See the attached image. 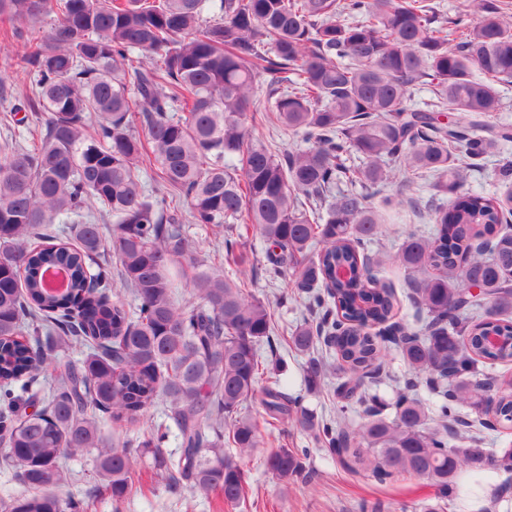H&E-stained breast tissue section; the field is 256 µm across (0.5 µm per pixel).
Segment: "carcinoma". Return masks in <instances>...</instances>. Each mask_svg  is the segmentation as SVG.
Returning <instances> with one entry per match:
<instances>
[{
	"mask_svg": "<svg viewBox=\"0 0 512 512\" xmlns=\"http://www.w3.org/2000/svg\"><path fill=\"white\" fill-rule=\"evenodd\" d=\"M465 2L473 8L450 29L429 0H0L5 42L18 25L53 17L21 57L18 81L31 93L14 111L39 113L35 126L25 145L0 137V458L29 489L0 500V512H87L57 494L61 459L84 448L98 449V476L125 496L135 457L106 442L99 421L132 429L161 398L179 452L157 456V467L227 504L246 481L224 440L242 454L260 443L244 401L258 400L270 425L313 427L279 380L262 377L257 345L272 315L241 250L252 231L267 244V272H291L333 318L344 399L380 372L389 347L411 374L394 391L393 418L372 405L357 430L342 419L322 428L351 471L423 477L442 498L460 491V473L512 471V448H481L470 433L512 429V383L482 369L512 363V346L487 340L512 339V227L501 224L512 191L499 200L459 189L462 158L512 142V126L490 121L512 83V17L499 0ZM260 76L267 104L254 101ZM422 79L434 100L414 109L407 99ZM263 125L312 146L279 154L254 134ZM352 151L367 165H346ZM414 176L448 196L434 229L408 233L393 255L372 252L384 220L372 199ZM182 199L193 224L235 225L224 266L236 279L188 256ZM96 214L112 219L113 273L98 261ZM389 263L405 272L416 329L393 321L395 292L374 274ZM178 264L197 298L181 306ZM52 270L64 287L47 283ZM56 334L89 353L62 361L42 343ZM265 466L280 480L302 469L289 448Z\"/></svg>",
	"mask_w": 512,
	"mask_h": 512,
	"instance_id": "carcinoma-1",
	"label": "carcinoma"
}]
</instances>
